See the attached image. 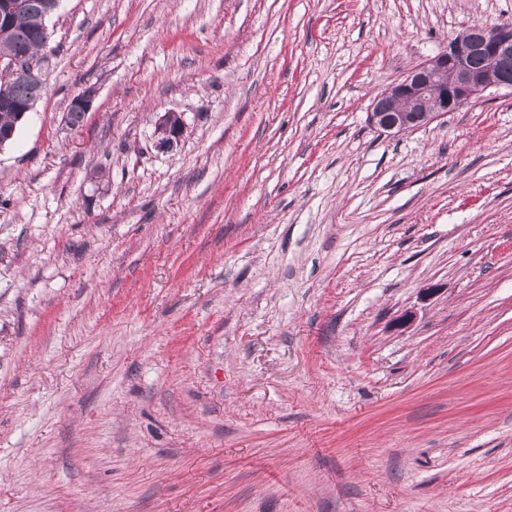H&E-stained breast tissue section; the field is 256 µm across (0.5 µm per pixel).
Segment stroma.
I'll return each instance as SVG.
<instances>
[{
	"label": "stroma",
	"mask_w": 512,
	"mask_h": 512,
	"mask_svg": "<svg viewBox=\"0 0 512 512\" xmlns=\"http://www.w3.org/2000/svg\"><path fill=\"white\" fill-rule=\"evenodd\" d=\"M507 21L63 0L0 148V512H512V92L367 120ZM94 97L95 91L92 88H87L72 99L69 108L79 112L68 111V123L71 126L78 127L82 124L84 120L83 112H89ZM158 139L156 145L159 149H168L176 143L182 133V120L174 113H167L159 120L157 125Z\"/></svg>",
	"instance_id": "stroma-1"
}]
</instances>
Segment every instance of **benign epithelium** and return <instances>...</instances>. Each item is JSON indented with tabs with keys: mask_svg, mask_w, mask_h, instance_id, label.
I'll use <instances>...</instances> for the list:
<instances>
[{
	"mask_svg": "<svg viewBox=\"0 0 512 512\" xmlns=\"http://www.w3.org/2000/svg\"><path fill=\"white\" fill-rule=\"evenodd\" d=\"M26 7L23 0H7L0 5V26L7 27L12 14ZM480 57L484 66L472 64ZM48 55L43 53L30 64L20 66L7 54L0 57V82L16 80L46 82ZM512 21L498 24L473 23L450 38L448 46L425 59L404 78L390 84L372 100L368 122L377 131L395 136L433 123L458 110L490 89L512 91ZM95 91L91 88L75 96L70 108L87 112ZM160 149H168L182 133V120L167 113L157 125Z\"/></svg>",
	"mask_w": 512,
	"mask_h": 512,
	"instance_id": "7a95c632",
	"label": "benign epithelium"
}]
</instances>
